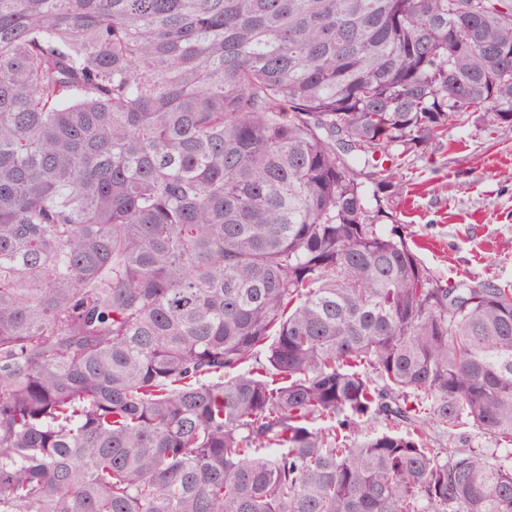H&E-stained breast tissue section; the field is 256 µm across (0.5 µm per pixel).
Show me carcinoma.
<instances>
[{
  "label": "carcinoma",
  "mask_w": 512,
  "mask_h": 512,
  "mask_svg": "<svg viewBox=\"0 0 512 512\" xmlns=\"http://www.w3.org/2000/svg\"><path fill=\"white\" fill-rule=\"evenodd\" d=\"M461 2L0 0V512H512V285L382 224L512 134Z\"/></svg>",
  "instance_id": "cac0c4a2"
}]
</instances>
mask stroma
Here are the masks:
<instances>
[{
    "label": "stroma",
    "instance_id": "obj_1",
    "mask_svg": "<svg viewBox=\"0 0 512 512\" xmlns=\"http://www.w3.org/2000/svg\"><path fill=\"white\" fill-rule=\"evenodd\" d=\"M476 113L414 156L391 202L422 264L445 280L512 283V138Z\"/></svg>",
    "mask_w": 512,
    "mask_h": 512
}]
</instances>
